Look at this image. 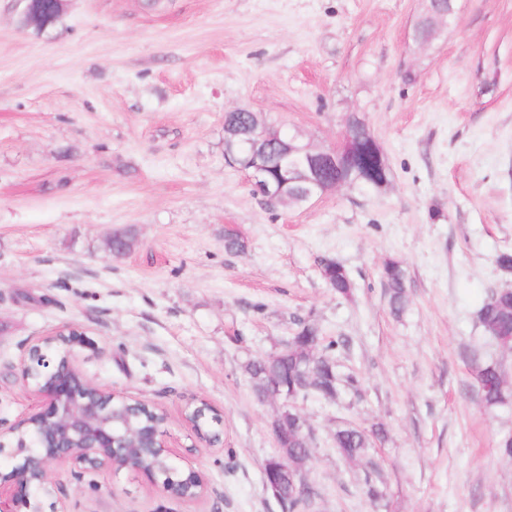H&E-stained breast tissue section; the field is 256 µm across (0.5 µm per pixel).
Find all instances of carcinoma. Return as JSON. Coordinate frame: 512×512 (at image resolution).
<instances>
[{"label": "carcinoma", "instance_id": "1", "mask_svg": "<svg viewBox=\"0 0 512 512\" xmlns=\"http://www.w3.org/2000/svg\"><path fill=\"white\" fill-rule=\"evenodd\" d=\"M224 125L236 129L244 137L255 134L254 127L247 112L224 113ZM390 169H382L377 159L374 142L365 138L359 141L344 167L330 170L329 178H347L358 186L376 187L389 179ZM268 178L273 182L284 184L283 190L294 202L299 200L301 186L296 183L286 184L288 178L281 169L273 166L268 171ZM225 249L243 253L246 251L245 240L232 230L224 231ZM322 276L328 288L340 297H348L353 288L352 281L345 267L332 258L320 262ZM382 278L386 288L388 303L396 315L403 313L407 302L406 276L396 260L385 263ZM477 322L483 334L497 343L505 352H512V287L492 288L488 291L476 314ZM341 341L331 340L322 345V338L316 326L303 323L292 341L288 342L277 354L272 373L288 392V401L306 399L316 396L333 399L338 395L340 377L336 370L333 351ZM256 388H261L267 379L266 360L255 359L245 365ZM473 377L478 387L482 404L494 408L504 404L508 398L509 382L504 365L497 361H488L473 369ZM334 444L338 452L350 461L366 460L370 447L369 435L349 424L336 428ZM311 447V440L298 433L293 422H288V453L306 460V449ZM281 503L288 512H307L310 506V491L295 493L288 489V481L282 483Z\"/></svg>", "mask_w": 512, "mask_h": 512}]
</instances>
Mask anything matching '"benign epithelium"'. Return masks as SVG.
I'll return each mask as SVG.
<instances>
[{"label": "benign epithelium", "mask_w": 512, "mask_h": 512, "mask_svg": "<svg viewBox=\"0 0 512 512\" xmlns=\"http://www.w3.org/2000/svg\"><path fill=\"white\" fill-rule=\"evenodd\" d=\"M22 21L27 27L44 30L53 25L62 12L63 0H22ZM345 135L339 145L319 149L308 144L302 148L282 144L279 164L288 167V157L299 153L300 164L307 171V182L318 183L326 168H334L343 155ZM241 153L248 160L239 166L259 195L272 204H285L277 186L267 178L268 165L254 149L245 144L230 146L224 155ZM90 342L73 326L37 339L22 360L21 376L27 387L45 399L42 410L32 414L19 427L10 430L15 445L0 441V455L9 459L6 478L0 471V512H66L65 507L44 508V497L59 492L52 479L51 467L58 462L94 471L104 468H128L145 474L164 496L186 499V486L199 489L197 498L206 493V483L194 469L171 467V452L164 439V426H156L139 436L138 455L132 456L117 424L131 407L144 406L140 399H117L88 380L76 364L74 347L85 348Z\"/></svg>", "instance_id": "benign-epithelium-1"}]
</instances>
